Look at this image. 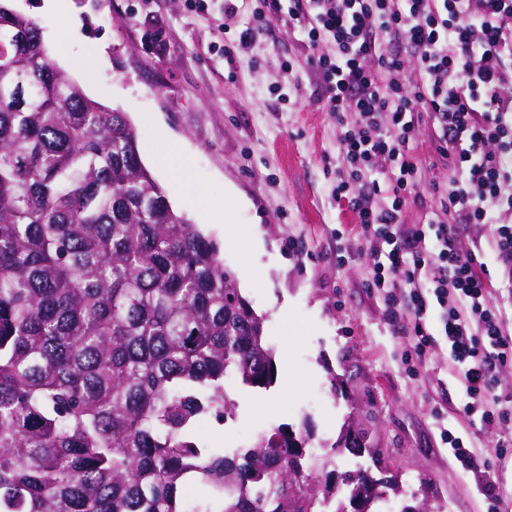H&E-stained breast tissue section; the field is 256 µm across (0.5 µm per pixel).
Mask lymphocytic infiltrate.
<instances>
[{
  "label": "lymphocytic infiltrate",
  "instance_id": "f902f5d3",
  "mask_svg": "<svg viewBox=\"0 0 512 512\" xmlns=\"http://www.w3.org/2000/svg\"><path fill=\"white\" fill-rule=\"evenodd\" d=\"M287 14L314 55L319 101L336 120L337 198L347 199L366 243L393 330L408 329L416 359L448 347L469 397L463 412L495 429L498 458L512 451V396L496 372L512 363L498 290L478 242L512 286V0H263ZM432 126L423 141L422 126ZM448 162L445 182L420 187L424 152ZM435 200L422 224L408 204ZM473 249H463L462 233ZM438 310L440 335L428 329ZM453 456L481 485L487 512L500 490L486 458L444 430Z\"/></svg>",
  "mask_w": 512,
  "mask_h": 512
}]
</instances>
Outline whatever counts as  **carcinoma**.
<instances>
[{
  "mask_svg": "<svg viewBox=\"0 0 512 512\" xmlns=\"http://www.w3.org/2000/svg\"><path fill=\"white\" fill-rule=\"evenodd\" d=\"M267 390L274 350L217 243L176 212L125 113L0 5V512H374L308 425L227 456L195 437Z\"/></svg>",
  "mask_w": 512,
  "mask_h": 512,
  "instance_id": "carcinoma-1",
  "label": "carcinoma"
}]
</instances>
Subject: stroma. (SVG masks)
Returning <instances> with one entry per match:
<instances>
[{"label":"stroma","mask_w":512,"mask_h":512,"mask_svg":"<svg viewBox=\"0 0 512 512\" xmlns=\"http://www.w3.org/2000/svg\"><path fill=\"white\" fill-rule=\"evenodd\" d=\"M0 3L37 23L59 67L90 63L73 79L127 114L141 153L178 142L190 183L157 168L152 175L174 209L220 242L225 267L265 318L277 384L268 391L231 384L236 417L201 420L202 444L229 455L262 432L306 420L320 457L348 470L357 457L333 445L357 407L380 452L377 476L396 478L401 489L387 501L393 512L418 506L419 490L433 512H486L477 483L442 439L446 428L482 449L501 488L500 512H512V458L495 459L491 434L461 416L469 398L448 371L447 347L408 374V339L386 324L381 299L364 286L369 267L357 219L334 193L336 122L317 102L313 51L298 30L270 19L248 49L228 57L225 10L249 22L260 0H207L202 14L185 0H65L61 12L41 11L42 0ZM285 61L291 70L282 69ZM228 224L258 225L260 243H225ZM437 407L443 417L434 416Z\"/></svg>","instance_id":"obj_1"}]
</instances>
